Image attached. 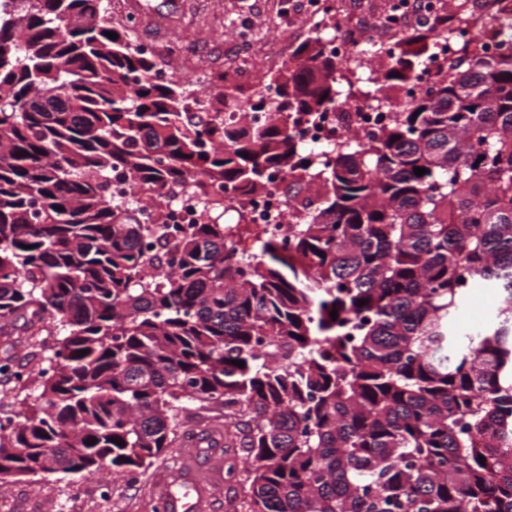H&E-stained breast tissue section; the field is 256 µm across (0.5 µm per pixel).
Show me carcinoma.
<instances>
[{
	"label": "carcinoma",
	"instance_id": "cac0c4a2",
	"mask_svg": "<svg viewBox=\"0 0 512 512\" xmlns=\"http://www.w3.org/2000/svg\"><path fill=\"white\" fill-rule=\"evenodd\" d=\"M21 2L0 21V333L45 331L48 355L33 404L13 395L0 483L149 467L183 412L218 405L242 426L234 512H512V53L473 46L378 139L288 183L318 203L287 248L254 233L253 262L216 190L315 164L293 129L350 98L323 38L269 82V123L226 126L102 0ZM417 41L385 81L410 83ZM117 171L192 184L211 215L145 227ZM478 281L494 315L460 331Z\"/></svg>",
	"mask_w": 512,
	"mask_h": 512
}]
</instances>
